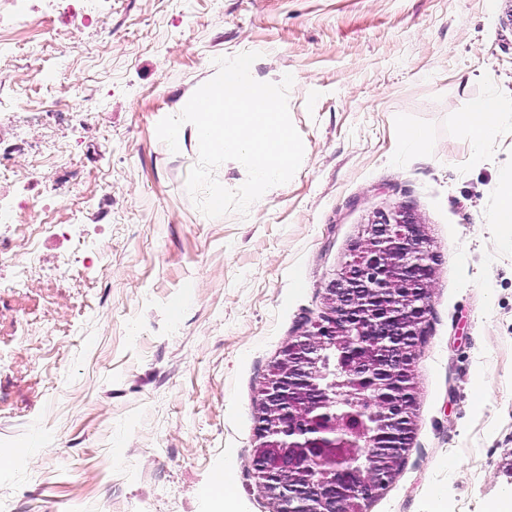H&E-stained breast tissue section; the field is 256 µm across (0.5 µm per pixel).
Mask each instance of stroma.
<instances>
[{
	"label": "stroma",
	"instance_id": "stroma-1",
	"mask_svg": "<svg viewBox=\"0 0 512 512\" xmlns=\"http://www.w3.org/2000/svg\"><path fill=\"white\" fill-rule=\"evenodd\" d=\"M46 43L44 0H0V145L38 237L0 224V512H216L203 489L237 461L233 512H276L253 470L258 387L312 329L374 215L400 207L434 255L413 360L410 448L366 512H490L512 490V249L493 216L512 188V119L476 148L457 114L512 95V0H88ZM258 52L292 74L302 164L247 216L186 191L199 141L157 136ZM68 106L66 119L49 104ZM424 133L415 150L402 129Z\"/></svg>",
	"mask_w": 512,
	"mask_h": 512
}]
</instances>
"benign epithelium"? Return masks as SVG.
<instances>
[{"mask_svg": "<svg viewBox=\"0 0 512 512\" xmlns=\"http://www.w3.org/2000/svg\"><path fill=\"white\" fill-rule=\"evenodd\" d=\"M432 256L424 225L401 208L368 224L354 259L326 289L327 312L280 351L259 390L254 475L277 512H363L399 473L415 407L413 359L429 312ZM339 353L353 410L321 387L323 354ZM352 448L376 449L361 464Z\"/></svg>", "mask_w": 512, "mask_h": 512, "instance_id": "1", "label": "benign epithelium"}]
</instances>
